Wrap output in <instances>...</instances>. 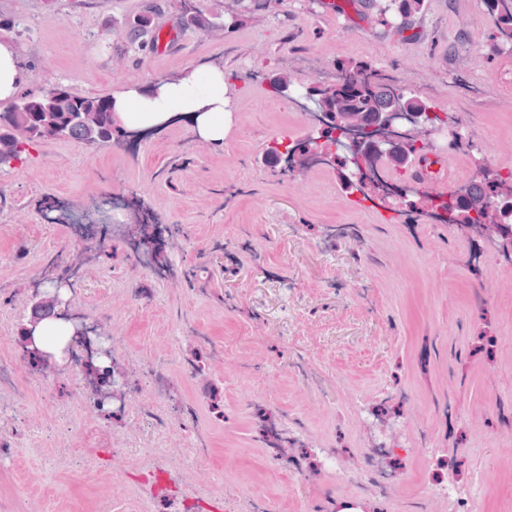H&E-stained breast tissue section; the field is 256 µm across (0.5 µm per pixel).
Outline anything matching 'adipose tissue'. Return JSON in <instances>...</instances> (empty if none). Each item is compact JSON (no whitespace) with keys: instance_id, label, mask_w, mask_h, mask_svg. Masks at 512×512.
<instances>
[{"instance_id":"obj_1","label":"adipose tissue","mask_w":512,"mask_h":512,"mask_svg":"<svg viewBox=\"0 0 512 512\" xmlns=\"http://www.w3.org/2000/svg\"><path fill=\"white\" fill-rule=\"evenodd\" d=\"M28 80L18 45L0 38V102L15 99ZM112 105L122 127L151 131L183 119L196 137L220 146L230 110L229 86L223 66L213 64L148 85L125 86L113 93Z\"/></svg>"}]
</instances>
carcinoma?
<instances>
[{
	"label": "carcinoma",
	"instance_id": "1",
	"mask_svg": "<svg viewBox=\"0 0 512 512\" xmlns=\"http://www.w3.org/2000/svg\"><path fill=\"white\" fill-rule=\"evenodd\" d=\"M395 12L407 18L420 10L423 0H390ZM489 14L495 21V48L512 53V0H485ZM180 19L200 29L207 30L213 21L204 16L197 0H177ZM155 29L150 21L127 32L126 42L133 46L146 37H153ZM337 79L325 84L313 77L301 86L300 91L311 94L319 100L320 109L333 116L327 124L323 148L332 152L341 137V126L334 116L341 112H358L365 118V126L373 127L378 117L389 111L397 101L411 100L414 109L422 112L432 123L445 126L455 124L454 119L446 115H430L431 105L418 97L399 95L400 86L384 71L365 61L340 62L336 65ZM82 112H93L97 119V128L92 130L80 120ZM128 135L122 127L115 125L112 119V101L107 96L79 95L65 85L56 84L39 94H24L0 111V168L9 167L23 161L29 147L49 140L73 139L86 145H99L118 140ZM429 152V143L412 139L403 148V157L390 160L388 164L395 169L405 167V159L417 154ZM512 193V178L483 175L480 184L463 198L454 193L423 191L424 198L433 211L450 213L465 208V224H485L490 218L484 203L485 194L502 196Z\"/></svg>",
	"mask_w": 512,
	"mask_h": 512
}]
</instances>
